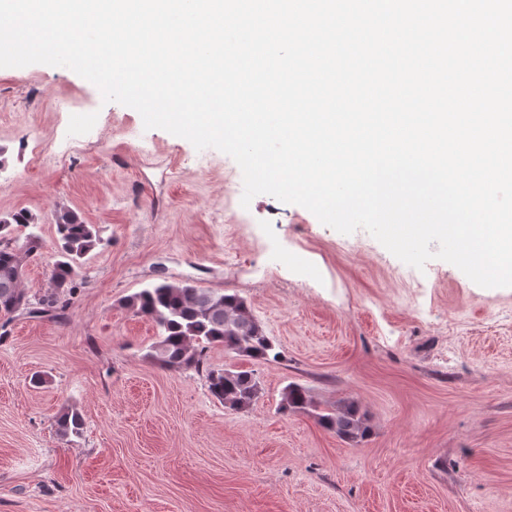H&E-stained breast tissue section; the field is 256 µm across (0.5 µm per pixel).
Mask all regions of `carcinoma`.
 Wrapping results in <instances>:
<instances>
[{"mask_svg": "<svg viewBox=\"0 0 512 512\" xmlns=\"http://www.w3.org/2000/svg\"><path fill=\"white\" fill-rule=\"evenodd\" d=\"M38 223V216L27 210L0 215L1 329L14 314L24 310L53 319L64 318L65 306L60 304V294L72 287L82 259L101 243L95 225L84 223L67 206L58 207L54 212L59 235L57 260L52 269L50 291L39 301V306L31 307L22 280L29 262L43 248L42 240L31 232L21 242L14 235V226ZM124 306L152 322L156 329L146 358L168 369L191 370L202 376L211 396L231 411H245L254 404L259 395V381L252 369L213 366L207 351L222 345L225 350L250 360L275 361L281 357L246 299L236 292L164 281L127 296ZM280 411L310 414L321 427L352 446L361 444L371 433L367 414L358 401L345 399L323 408L308 388L297 383L285 387ZM55 425L57 434L64 440L80 435L85 422L81 412L70 407L56 416Z\"/></svg>", "mask_w": 512, "mask_h": 512, "instance_id": "cac0c4a2", "label": "carcinoma"}]
</instances>
